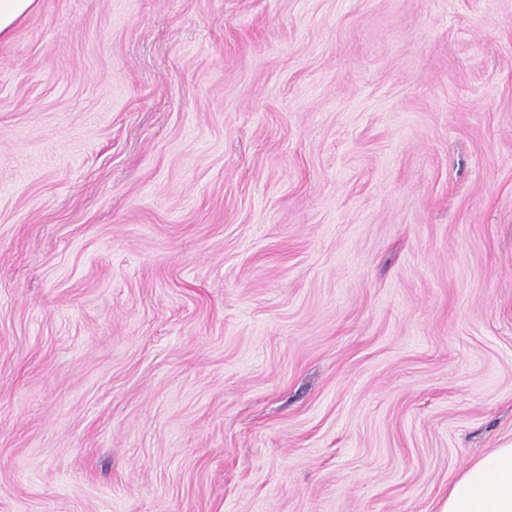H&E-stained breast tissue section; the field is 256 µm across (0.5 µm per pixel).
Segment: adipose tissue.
Segmentation results:
<instances>
[{
    "label": "adipose tissue",
    "mask_w": 512,
    "mask_h": 512,
    "mask_svg": "<svg viewBox=\"0 0 512 512\" xmlns=\"http://www.w3.org/2000/svg\"><path fill=\"white\" fill-rule=\"evenodd\" d=\"M440 512H512V442L471 461L449 484Z\"/></svg>",
    "instance_id": "1"
}]
</instances>
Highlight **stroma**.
Wrapping results in <instances>:
<instances>
[{
    "label": "stroma",
    "instance_id": "obj_1",
    "mask_svg": "<svg viewBox=\"0 0 512 512\" xmlns=\"http://www.w3.org/2000/svg\"><path fill=\"white\" fill-rule=\"evenodd\" d=\"M509 440L512 0L0 44V512H439Z\"/></svg>",
    "mask_w": 512,
    "mask_h": 512
}]
</instances>
